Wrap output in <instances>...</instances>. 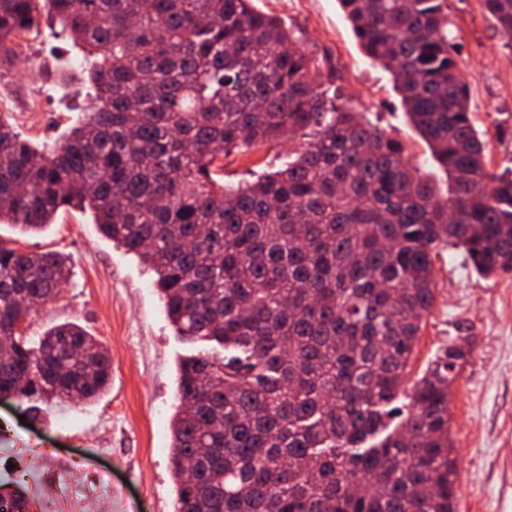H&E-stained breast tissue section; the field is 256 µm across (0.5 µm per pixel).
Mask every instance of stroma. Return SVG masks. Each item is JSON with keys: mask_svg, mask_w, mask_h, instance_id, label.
<instances>
[{"mask_svg": "<svg viewBox=\"0 0 512 512\" xmlns=\"http://www.w3.org/2000/svg\"><path fill=\"white\" fill-rule=\"evenodd\" d=\"M253 6L294 31L319 61L322 86L335 91L338 105L402 142L420 176L447 194V176L407 115L391 73L365 56L338 0H254ZM448 14L458 28L461 75L474 124L486 134L490 169H511L512 52L479 0H448ZM25 54L27 80H17L13 67L0 68V119L49 149L81 121L90 100L86 53L60 26L44 25ZM306 143L298 133L274 148L232 150L224 158L225 185L280 169ZM0 242L60 252L71 261L58 295L26 321L27 336L75 322L112 355V381L97 401L30 406L0 400V483L23 478L33 512H174L177 366L203 343L177 335L155 273L102 236L90 212L61 215L33 236L0 224ZM436 282L409 377L421 376L454 337H470L472 354L450 396L458 509L512 512V275L478 276L459 251L448 249L436 264Z\"/></svg>", "mask_w": 512, "mask_h": 512, "instance_id": "1", "label": "stroma"}]
</instances>
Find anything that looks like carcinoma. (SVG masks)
I'll list each match as a JSON object with an SVG mask.
<instances>
[{
	"label": "carcinoma",
	"instance_id": "1",
	"mask_svg": "<svg viewBox=\"0 0 512 512\" xmlns=\"http://www.w3.org/2000/svg\"><path fill=\"white\" fill-rule=\"evenodd\" d=\"M252 0H0V63L58 21L90 48L88 116L46 153L0 119V223L38 233L88 208L157 275L170 323L226 355L181 361L174 512H457L449 395L470 355L450 345L407 393L435 299V263L462 248L512 274V170L489 168L448 0H338L368 57L448 172L435 196L404 146L319 90L320 62ZM512 35V0H479ZM311 128L288 166L236 189L228 151ZM70 274L60 253L0 243V393L93 401L112 356L76 323L17 328ZM21 483L0 512H32Z\"/></svg>",
	"mask_w": 512,
	"mask_h": 512
}]
</instances>
